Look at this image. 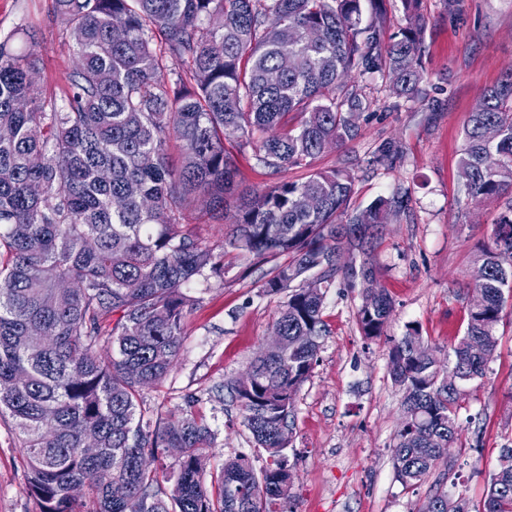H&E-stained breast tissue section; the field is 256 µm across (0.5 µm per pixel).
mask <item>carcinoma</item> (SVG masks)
I'll list each match as a JSON object with an SVG mask.
<instances>
[{
	"label": "carcinoma",
	"mask_w": 512,
	"mask_h": 512,
	"mask_svg": "<svg viewBox=\"0 0 512 512\" xmlns=\"http://www.w3.org/2000/svg\"><path fill=\"white\" fill-rule=\"evenodd\" d=\"M401 8L388 35L377 12L363 18V0H53L76 47L60 105L33 80L36 33L22 30L24 51L11 35L0 40V416L22 436L32 512H284L293 483L284 452L326 333L328 289L341 274L360 281L367 340L384 335L393 311L386 289L373 287L370 248L409 196L352 210L350 172L313 164L358 135L366 102L351 73L388 77L395 98L421 93L425 21L419 0ZM166 56L187 69H168ZM236 151L272 173H309L241 200L229 216ZM397 156L384 143L372 163ZM459 173L472 201L512 191V73L470 113ZM200 208L231 218L224 242L186 229ZM230 248L273 263L265 293L288 292L274 322L285 345L260 349L252 385L232 387L267 456L259 470L244 453L208 469L213 434L197 399L156 423L140 407L180 352L188 286L224 277ZM345 249L362 254L360 265L336 263ZM477 262L484 305L468 311L448 348L457 377L434 366L417 328L392 339L389 374L404 391L405 420L392 460L406 489L448 466L461 435L459 384L483 376L494 357L512 288V201ZM89 436L93 456L83 452ZM168 448L181 449L176 463L156 467ZM500 458L482 512H512V446ZM115 482L124 497H112ZM429 500L436 512H469L443 489Z\"/></svg>",
	"instance_id": "obj_1"
}]
</instances>
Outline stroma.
Here are the masks:
<instances>
[{
  "instance_id": "obj_1",
  "label": "stroma",
  "mask_w": 512,
  "mask_h": 512,
  "mask_svg": "<svg viewBox=\"0 0 512 512\" xmlns=\"http://www.w3.org/2000/svg\"><path fill=\"white\" fill-rule=\"evenodd\" d=\"M427 29L422 52L423 97L388 95L382 76L352 74L370 105L361 112L355 140L325 149L317 168H343L355 179L353 206L409 193L406 213L392 218L372 258L378 283L393 299L386 334L360 335V286L337 281L326 294L318 361L296 394L295 431L286 451L293 475L286 512H420L443 482L450 497L481 512L500 450L512 445V305L497 327V349L483 377L464 383L459 411L462 445L445 476L431 474L413 490L396 477L391 448L402 418L403 392L389 375L391 338L417 325L440 353L463 334L475 288L481 246L512 199L466 200L458 174L464 128L483 90L512 68V0H422ZM51 0H0V37L38 26L41 63L36 80L47 96L63 100L73 44L51 20ZM399 152L390 168L373 166L374 150ZM224 278H197L196 299L185 320L179 357L160 383L145 389L141 409L151 419L179 412L196 396L197 411L215 434L212 464L239 453L262 467L232 397L243 373L272 332L287 293L269 295L262 284L269 265H248L228 254ZM25 489L21 441L10 418H0V512H32Z\"/></svg>"
}]
</instances>
